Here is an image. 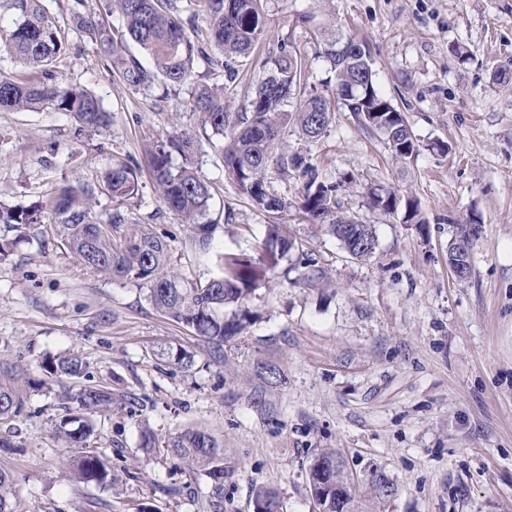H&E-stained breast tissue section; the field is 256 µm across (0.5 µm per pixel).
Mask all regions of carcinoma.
<instances>
[{
	"label": "carcinoma",
	"mask_w": 512,
	"mask_h": 512,
	"mask_svg": "<svg viewBox=\"0 0 512 512\" xmlns=\"http://www.w3.org/2000/svg\"><path fill=\"white\" fill-rule=\"evenodd\" d=\"M207 27H195V19L183 18L177 0H106L104 11H118L124 27L105 25L102 13L90 12L87 0H72L63 20L52 14L43 0H0V51L25 68L40 69L44 81H32L23 74H0V111H34L50 108L72 117L78 130L99 131L109 127V116L88 90L54 82L49 66L68 51V33H86L99 47L112 70L128 88L146 91L161 81L187 87L189 111L201 116V126L224 139V169L239 192L258 210L275 215L290 207L302 218L325 224L345 251L357 260L371 256L378 246L373 225L338 212V195L344 184L324 179L318 169L299 154L288 155L278 148L282 129L293 122L308 139L320 137L332 123L335 112L344 110L370 132H378L397 159L418 152V142L404 114L376 87L371 55L355 53L354 37L319 32L322 57L336 74V92L329 99L320 94L298 97L303 73L302 59L285 49L272 69L256 83L253 94L232 112L227 99L234 94L236 59L245 57L259 43L266 29L261 0H203ZM195 36H190L187 27ZM133 41L152 58L145 66L127 52ZM203 62L209 70L223 69L225 82L191 83L194 64ZM195 135L185 131L157 145L152 153L153 182L164 205L186 225L193 238L210 248L216 222L207 220L211 185L192 164ZM183 164L172 166V155ZM297 170L302 191L296 200L277 195L268 188L270 170ZM139 192L138 175L132 165L116 160L93 182L63 181L28 206L0 204V260L16 245L7 232L22 226L49 224L51 236L86 269L117 280L147 287L148 299L162 315L192 329L210 348L216 359L224 357V342L243 335L249 324L246 304L279 261L295 249V241L281 224L266 225L258 255L222 251L215 255V272L200 285L188 284L172 270L165 236L132 221L125 210ZM105 194L114 207L106 218L96 215L98 196ZM367 205L385 214L397 205L396 194L372 188ZM405 223L424 224L418 200L405 203ZM480 217L473 214L458 228L448 248L449 264L470 266L472 240L478 234ZM305 268L302 282L318 285L326 273L310 255L299 258ZM234 306L232 317L224 310ZM42 377L0 359V423L22 414L28 394L50 388L61 378L75 383L60 396L64 415L56 425L78 454L61 461L65 476L84 483L110 486L113 482L109 458L89 446L95 432V417L112 408V388L91 384L87 364L77 354L47 356L39 365ZM166 447L192 471L211 483L213 512L224 509V449L203 428H187L169 437ZM336 481L328 489L309 488L318 512H353L356 491L336 497ZM17 483L0 470V512H16ZM258 512H280L276 492L258 488L254 492Z\"/></svg>",
	"instance_id": "obj_1"
}]
</instances>
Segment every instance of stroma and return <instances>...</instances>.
<instances>
[{
  "instance_id": "35a3bbf8",
  "label": "stroma",
  "mask_w": 512,
  "mask_h": 512,
  "mask_svg": "<svg viewBox=\"0 0 512 512\" xmlns=\"http://www.w3.org/2000/svg\"><path fill=\"white\" fill-rule=\"evenodd\" d=\"M267 26L240 60L234 100L251 95L280 50L305 63L304 93L335 92V74L313 29L356 36L372 52L376 86L404 113L418 153L396 159L382 135L337 112L322 137L295 126L279 147L304 155L329 180L354 176L341 211L373 225L378 247L352 259L324 225L295 210L254 208L224 170L221 137L202 133L186 90L160 83L128 89L85 33L53 67L110 112L109 131H77L64 113L0 111V201L26 206L61 180L88 181L113 157L131 161L140 190L132 219L164 233L175 270L206 282L214 253L256 254L267 224L284 225L297 251L313 252L327 285L300 281L295 258L281 261L256 290L246 335L215 360L193 331L159 314L137 284L82 267L52 237L28 238L0 261V359L37 371L48 355L79 353L115 402L91 439L112 461L103 488L69 480L59 461L71 450L53 431L62 384L32 393L16 418L19 449L0 451L18 480V512H211L210 484L172 455L152 459L141 431L158 439L202 427L224 446L232 472L224 512H253L255 489L277 492L281 512H317L308 492L312 457L333 448L355 485L373 470L397 487L387 502L357 496L356 512H512V0H262ZM466 51L459 60L455 49ZM196 134L193 160L212 185L218 224L210 252L162 203L148 167L157 141ZM448 144V154L431 150ZM415 196L426 225L403 211L366 204L368 188ZM481 218L471 274L448 263L453 227ZM193 352L191 367L165 349ZM277 366L268 383L255 367Z\"/></svg>"
}]
</instances>
